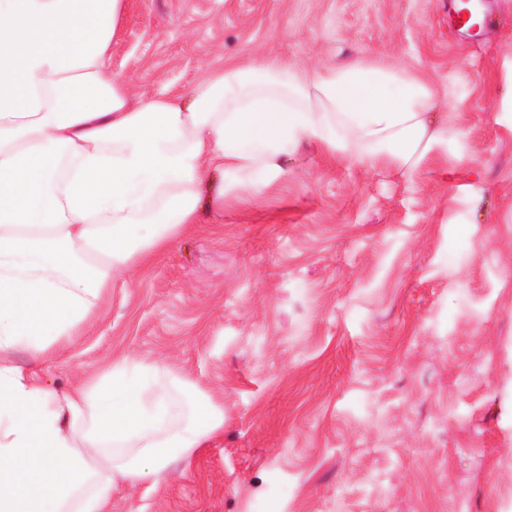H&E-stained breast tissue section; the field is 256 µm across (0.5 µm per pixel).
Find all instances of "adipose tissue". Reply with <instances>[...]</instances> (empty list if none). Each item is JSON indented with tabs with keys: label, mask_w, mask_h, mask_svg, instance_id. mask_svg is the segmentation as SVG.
<instances>
[{
	"label": "adipose tissue",
	"mask_w": 512,
	"mask_h": 512,
	"mask_svg": "<svg viewBox=\"0 0 512 512\" xmlns=\"http://www.w3.org/2000/svg\"><path fill=\"white\" fill-rule=\"evenodd\" d=\"M125 0H0V512H105L224 407L163 362L114 359L68 390L7 355L65 347L120 275L197 223L202 190L258 192L302 146L418 167L448 128L425 79L364 57L262 56L188 98L133 103L108 63Z\"/></svg>",
	"instance_id": "adipose-tissue-1"
}]
</instances>
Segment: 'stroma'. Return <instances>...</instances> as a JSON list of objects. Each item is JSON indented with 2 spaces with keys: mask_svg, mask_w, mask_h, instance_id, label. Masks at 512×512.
<instances>
[{
  "mask_svg": "<svg viewBox=\"0 0 512 512\" xmlns=\"http://www.w3.org/2000/svg\"><path fill=\"white\" fill-rule=\"evenodd\" d=\"M487 2L472 37L451 0H126L111 69L138 98L227 59L371 56L432 83L448 142L411 171L300 148L114 281L67 347L12 353L60 390L158 360L223 404L108 512H512V0Z\"/></svg>",
  "mask_w": 512,
  "mask_h": 512,
  "instance_id": "35a3bbf8",
  "label": "stroma"
}]
</instances>
